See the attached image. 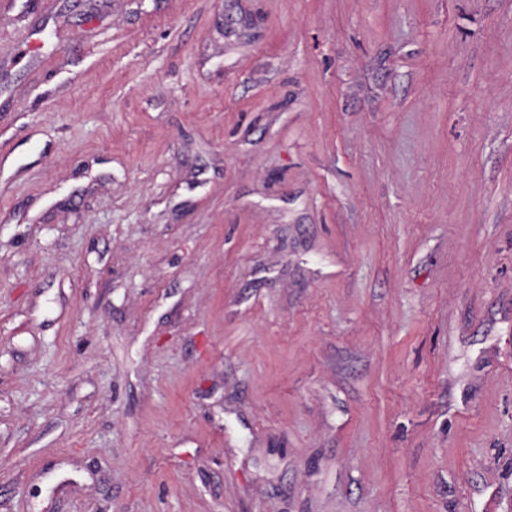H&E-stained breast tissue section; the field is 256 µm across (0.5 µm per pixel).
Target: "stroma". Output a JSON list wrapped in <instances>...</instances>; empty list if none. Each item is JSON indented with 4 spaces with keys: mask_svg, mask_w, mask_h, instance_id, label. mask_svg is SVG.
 <instances>
[{
    "mask_svg": "<svg viewBox=\"0 0 512 512\" xmlns=\"http://www.w3.org/2000/svg\"><path fill=\"white\" fill-rule=\"evenodd\" d=\"M0 512H512V0H0Z\"/></svg>",
    "mask_w": 512,
    "mask_h": 512,
    "instance_id": "stroma-1",
    "label": "stroma"
}]
</instances>
